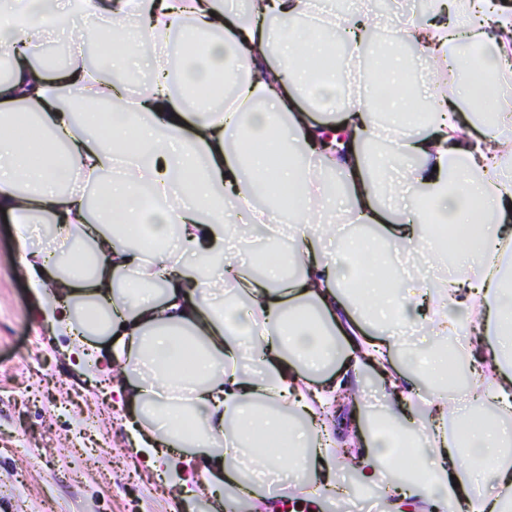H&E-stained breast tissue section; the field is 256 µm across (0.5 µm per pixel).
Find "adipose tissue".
<instances>
[{
  "label": "adipose tissue",
  "instance_id": "1",
  "mask_svg": "<svg viewBox=\"0 0 512 512\" xmlns=\"http://www.w3.org/2000/svg\"><path fill=\"white\" fill-rule=\"evenodd\" d=\"M334 0H0V48L14 70L0 80V120L35 115L36 136L0 132V213L13 225L18 271L36 299L34 316L70 336V351L96 363L121 362L114 392L126 404L128 440L185 500L208 496L224 512L247 501L279 512L264 475L294 474L304 512H326L341 492L339 444L357 447L361 485L384 484L387 512H512V0H454L455 26L396 24L381 57L365 58L364 13ZM100 29L111 49L97 67L74 60L57 72L37 56L74 19ZM124 52H113L115 42ZM423 45L432 79L401 80L406 46ZM144 53L153 92L128 99L131 54ZM456 63L461 89L437 80ZM384 67L392 119L379 123L350 95L358 65ZM490 75L482 94L470 72ZM227 85L223 104L195 87ZM115 101L111 138L80 128L73 103ZM336 128L347 151L310 167L318 133ZM273 139L282 161L248 151ZM386 141L379 157L365 144ZM82 172L99 196L90 209L68 173ZM152 195L142 205V188ZM292 192L280 223L289 250L250 276L227 248L276 211V191ZM406 191L418 205L399 218ZM370 228L402 255L437 253L438 224L467 229L466 246L435 285L392 291V277L360 240L321 248L337 215ZM51 224L63 256L43 254L32 237ZM149 230L152 245L132 246ZM363 272L364 300L348 295ZM240 293L249 313L220 306L213 273ZM426 322L435 335L462 339L471 363L468 396L491 404L498 421L465 429L449 405L448 353L409 354L396 367V329ZM107 345H100V338ZM434 380L412 383L410 370ZM382 380L387 429L367 409L344 411L340 390L366 372ZM423 413L410 411L413 400ZM425 440L423 472L382 478L399 456L386 436Z\"/></svg>",
  "mask_w": 512,
  "mask_h": 512
}]
</instances>
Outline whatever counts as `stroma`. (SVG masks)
Listing matches in <instances>:
<instances>
[{
	"mask_svg": "<svg viewBox=\"0 0 512 512\" xmlns=\"http://www.w3.org/2000/svg\"><path fill=\"white\" fill-rule=\"evenodd\" d=\"M16 267L0 218V512H213L208 499L180 501L131 450L112 393L118 371L69 355V337L35 320ZM85 425L90 457L74 446ZM49 469L79 479L50 485Z\"/></svg>",
	"mask_w": 512,
	"mask_h": 512,
	"instance_id": "35a3bbf8",
	"label": "stroma"
}]
</instances>
